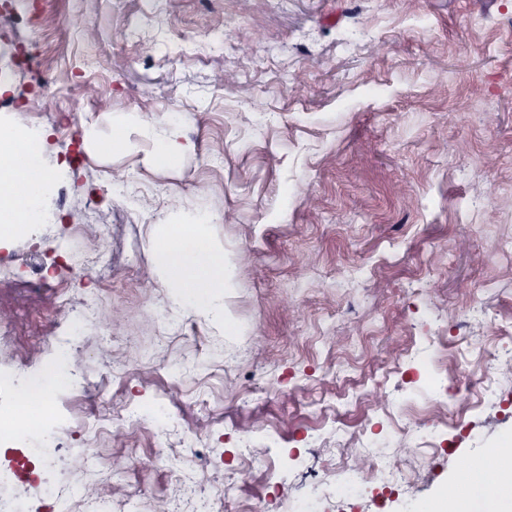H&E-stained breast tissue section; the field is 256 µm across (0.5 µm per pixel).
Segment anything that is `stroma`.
<instances>
[{"label":"stroma","instance_id":"stroma-1","mask_svg":"<svg viewBox=\"0 0 512 512\" xmlns=\"http://www.w3.org/2000/svg\"><path fill=\"white\" fill-rule=\"evenodd\" d=\"M0 70V123L54 178L45 223L0 244V413L66 336L94 384L48 394L56 466L16 499L425 512L458 454L512 438V377L487 368L512 350V0H0ZM168 112L187 149L158 167ZM203 208L220 318L176 305L152 249ZM121 404L167 412L163 447L135 441L151 467L106 436L77 453ZM425 409L422 447L402 427ZM386 433L399 479L339 484Z\"/></svg>","mask_w":512,"mask_h":512}]
</instances>
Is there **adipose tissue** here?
Here are the masks:
<instances>
[{
  "label": "adipose tissue",
  "mask_w": 512,
  "mask_h": 512,
  "mask_svg": "<svg viewBox=\"0 0 512 512\" xmlns=\"http://www.w3.org/2000/svg\"><path fill=\"white\" fill-rule=\"evenodd\" d=\"M38 140L0 129V239L42 223L41 200L52 185L37 162ZM213 218L199 212L189 223L161 225L153 249L178 290L183 306L216 310L224 299L226 269L223 251L211 244ZM464 472H478L469 481L465 502L439 495L430 512H512V451L492 448L467 459Z\"/></svg>",
  "instance_id": "obj_1"
}]
</instances>
